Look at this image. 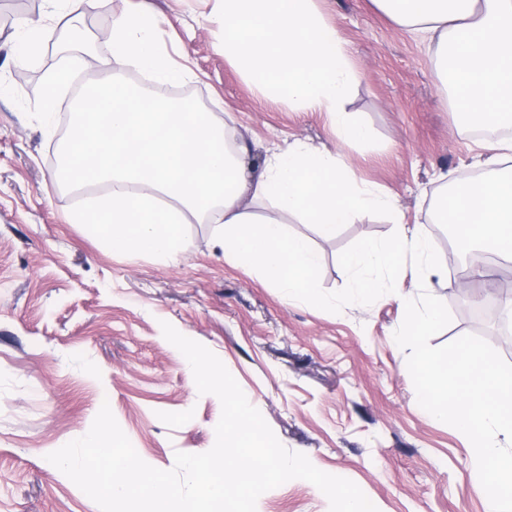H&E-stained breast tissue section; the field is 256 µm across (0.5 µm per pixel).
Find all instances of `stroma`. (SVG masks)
<instances>
[{"mask_svg":"<svg viewBox=\"0 0 512 512\" xmlns=\"http://www.w3.org/2000/svg\"><path fill=\"white\" fill-rule=\"evenodd\" d=\"M315 3L362 75L347 109L371 138L344 153L359 180L393 196L407 223L422 222L442 260L426 287L384 277L366 303L347 297L345 254L392 236L381 212L332 238L288 217V233L319 257L308 296L293 301L224 252L216 225H183V254L166 262L130 258L93 225L72 223L73 209L104 187H63L53 163L58 133L76 88L108 76L112 21L128 2L90 0L81 16L95 45L89 61L56 37L23 55L19 22H46L47 4L0 0V512H99L46 456L84 436L105 402L155 468L172 469L176 452L212 448L221 404L190 383L164 321L224 363L287 449L355 482L379 512H486L469 440L419 406L394 339L406 300L425 290L452 315L432 345L475 334L512 364V338L495 340L496 325L466 316L485 289L460 287L462 272L448 259L452 235L426 221L436 173L473 172L481 138L462 130L452 94L433 83L425 47L373 0ZM152 4L157 40L177 48L193 73L182 87L246 142L254 163L274 138L333 147L325 113L297 111L225 59L215 0ZM256 512H329V503L293 479L262 494Z\"/></svg>","mask_w":512,"mask_h":512,"instance_id":"stroma-1","label":"stroma"}]
</instances>
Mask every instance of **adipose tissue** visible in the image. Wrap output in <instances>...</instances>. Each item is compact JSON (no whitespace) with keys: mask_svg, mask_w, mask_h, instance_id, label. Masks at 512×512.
<instances>
[{"mask_svg":"<svg viewBox=\"0 0 512 512\" xmlns=\"http://www.w3.org/2000/svg\"><path fill=\"white\" fill-rule=\"evenodd\" d=\"M50 24L30 26L22 51L34 54L54 28L71 26L88 0H46ZM225 58L296 108L324 112L335 149L273 145L261 170L246 166L248 149L226 150L224 128L206 114L164 101H147L119 72L151 71L179 82L153 39L155 15L147 0L112 22L116 77L91 92L75 111L62 153L59 178L91 177L104 195L72 217L96 225L100 236L130 258L145 254L177 261L185 224H219L225 250L283 288L302 295L318 257L302 238L288 234L282 218L295 215L335 236L374 210H388L391 243L369 241L345 255L353 292L365 301L379 291L377 277L420 282L436 262L420 225H407L392 198L359 181L343 150L367 142L368 132L345 105L361 75L351 67L334 27L314 0H219ZM400 27L418 33L431 49V73L451 89L464 129L512 127V0H374ZM484 174L466 182L452 172L441 184L429 221L451 229L463 252L479 250L512 260V140L484 145ZM273 201L261 216L256 205Z\"/></svg>","mask_w":512,"mask_h":512,"instance_id":"adipose-tissue-1","label":"adipose tissue"}]
</instances>
